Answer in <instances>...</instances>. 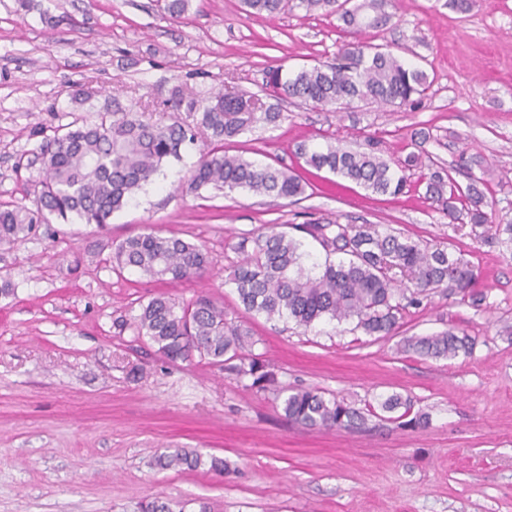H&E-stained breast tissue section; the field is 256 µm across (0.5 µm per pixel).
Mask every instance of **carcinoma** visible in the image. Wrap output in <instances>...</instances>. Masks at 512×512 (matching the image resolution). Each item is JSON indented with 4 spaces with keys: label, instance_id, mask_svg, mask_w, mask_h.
<instances>
[{
    "label": "carcinoma",
    "instance_id": "obj_1",
    "mask_svg": "<svg viewBox=\"0 0 512 512\" xmlns=\"http://www.w3.org/2000/svg\"><path fill=\"white\" fill-rule=\"evenodd\" d=\"M247 15L273 16L286 0H242ZM307 13L338 15L354 34L383 30L395 18V0H298ZM266 94L276 101L296 99L312 107L349 109L356 103L383 106H419L429 88L426 72L407 63L387 45L353 43L331 61L288 71L280 66L265 71ZM170 108L187 112L193 124L149 123L136 112L105 113L94 122L76 118L54 130L40 144L41 170L31 207L0 208V244H15L51 218L74 216L86 224L104 227L112 214L134 198L161 169L182 157V149L206 136L194 166L188 190L205 186L248 191L292 202L300 200L309 181L296 172L257 164L241 155H229L224 143L256 126L282 118L278 106L254 95L217 93L203 102L178 90ZM305 165L328 171L376 194L398 195L410 172L424 167L425 195L454 221L482 227L491 223L489 203L479 189L483 178L469 174L466 190L449 172L426 164L423 155L385 157L383 142L371 135L356 149L326 142L321 148L297 146ZM316 242L325 254L319 262L304 250L303 239ZM243 258L233 267L228 283L249 313L285 318L309 328L322 321L340 325L357 320L369 336H389L399 328L402 313L416 307L439 288L461 295V301L479 305L477 274L467 261L443 247H430L372 224H341L317 219L307 224H274L237 245ZM112 263L131 268L158 281L176 282L207 272L210 260L201 246L149 229L112 242ZM134 329L171 361H189L198 355L249 387L278 386V376L261 355L253 352L251 329L227 319L224 302L201 293L180 304L159 294L142 305ZM473 341L453 328L431 336L406 339L404 348L425 358L454 359L472 350ZM285 418L310 429H342L362 425L368 417L386 419L402 427L424 424L427 415L414 402L392 394L358 409L336 395L314 389L291 390L282 400ZM163 469L193 470L201 457L183 448L159 455ZM134 512H174L171 502L154 496L137 503Z\"/></svg>",
    "mask_w": 512,
    "mask_h": 512
}]
</instances>
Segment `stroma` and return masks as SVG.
Listing matches in <instances>:
<instances>
[{
	"mask_svg": "<svg viewBox=\"0 0 512 512\" xmlns=\"http://www.w3.org/2000/svg\"><path fill=\"white\" fill-rule=\"evenodd\" d=\"M353 39L337 16L292 7L249 17L240 0H190L180 19L157 0H0V205H31L42 138L74 118L119 110L169 124L175 116L163 104L176 90L258 95L268 67H310ZM362 39L392 45L426 71L420 108L283 102L277 125L237 137L228 152L299 172L302 143L354 148L372 134L391 158L421 146L459 186L468 184L455 171L460 160L484 171L492 228L451 221L425 198L418 169L398 196L326 171L294 203L210 186L189 192L194 145L105 227L55 219L0 244V275L14 286L0 297V512H133L156 495L185 512L203 501L212 512H512V245L493 231L512 224V0H477L466 14L448 0H397L394 26ZM321 217L448 247L473 265L483 301L438 290L385 337L350 322L305 330L245 312L227 282L241 238ZM148 227L203 246L209 272L176 283L116 272L113 241ZM204 289L228 319L251 327L280 387L358 408L397 393L427 425L293 426L276 391L244 387L198 357L169 362L137 335L133 319L151 297L181 303ZM451 326L471 336V355L402 353L406 338ZM168 448L194 451L203 464L159 468ZM214 456L227 461L224 475L209 472Z\"/></svg>",
	"mask_w": 512,
	"mask_h": 512,
	"instance_id": "1",
	"label": "stroma"
}]
</instances>
